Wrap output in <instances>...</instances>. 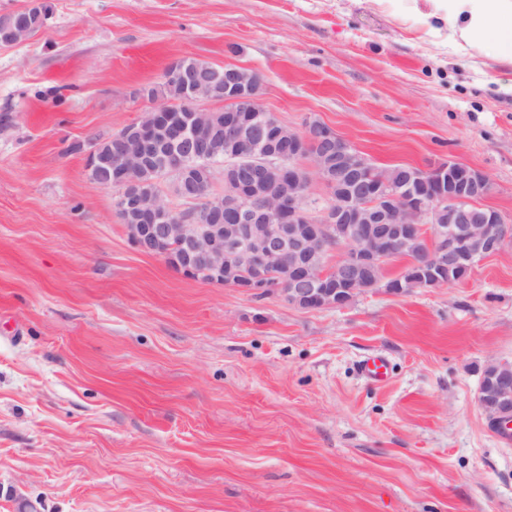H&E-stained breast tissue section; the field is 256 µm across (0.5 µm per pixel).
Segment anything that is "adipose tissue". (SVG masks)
I'll use <instances>...</instances> for the list:
<instances>
[{
	"mask_svg": "<svg viewBox=\"0 0 512 512\" xmlns=\"http://www.w3.org/2000/svg\"><path fill=\"white\" fill-rule=\"evenodd\" d=\"M425 18L431 33L467 54L492 44L502 62L512 65V0H428Z\"/></svg>",
	"mask_w": 512,
	"mask_h": 512,
	"instance_id": "1",
	"label": "adipose tissue"
}]
</instances>
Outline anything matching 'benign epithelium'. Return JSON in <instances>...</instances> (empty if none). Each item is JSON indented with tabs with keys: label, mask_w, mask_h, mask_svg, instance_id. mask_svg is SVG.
Listing matches in <instances>:
<instances>
[{
	"label": "benign epithelium",
	"mask_w": 512,
	"mask_h": 512,
	"mask_svg": "<svg viewBox=\"0 0 512 512\" xmlns=\"http://www.w3.org/2000/svg\"><path fill=\"white\" fill-rule=\"evenodd\" d=\"M164 78L178 81L184 104L153 101L137 121L108 136L109 154L89 146L86 168L95 185L118 191L121 222L135 247L186 275L200 268L215 283L281 294L302 309L337 308L370 289L406 293L462 282L512 242V226L479 204L491 181L470 166L399 165L395 182L370 179L375 164L333 128L313 120L296 130L272 117L255 70L173 63ZM203 100L222 101L233 113L224 132L213 125L214 112L198 107ZM220 135L238 154L206 180L186 159L210 158ZM160 142L170 145L168 176L186 202L180 211L141 182ZM219 177L224 192L216 194ZM314 178L332 192V207L321 211L313 203ZM338 246L344 254L328 271L326 254ZM396 258L411 269L397 285L389 273ZM488 367L478 403L492 426L512 438V361Z\"/></svg>",
	"instance_id": "obj_1"
}]
</instances>
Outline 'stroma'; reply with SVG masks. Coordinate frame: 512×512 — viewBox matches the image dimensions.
Segmentation results:
<instances>
[{
  "mask_svg": "<svg viewBox=\"0 0 512 512\" xmlns=\"http://www.w3.org/2000/svg\"><path fill=\"white\" fill-rule=\"evenodd\" d=\"M45 2L0 44V512L10 488L37 512H512V440L477 400L512 360V244L460 283L304 310L139 252L82 150L172 62L232 64L376 165L483 172L512 225V68L431 39L426 0Z\"/></svg>",
  "mask_w": 512,
  "mask_h": 512,
  "instance_id": "1",
  "label": "stroma"
}]
</instances>
